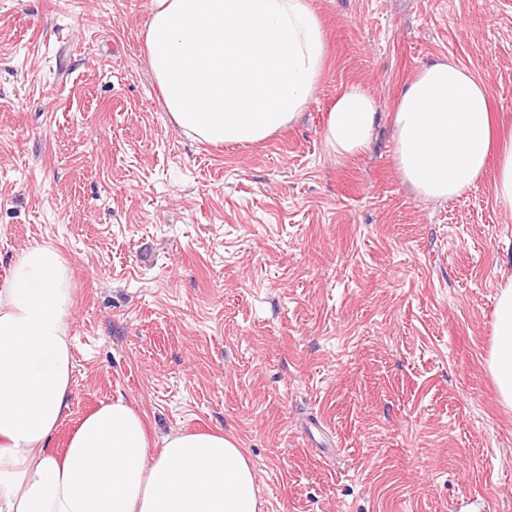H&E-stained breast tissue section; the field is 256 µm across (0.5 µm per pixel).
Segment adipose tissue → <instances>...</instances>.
<instances>
[{
  "instance_id": "1",
  "label": "adipose tissue",
  "mask_w": 512,
  "mask_h": 512,
  "mask_svg": "<svg viewBox=\"0 0 512 512\" xmlns=\"http://www.w3.org/2000/svg\"><path fill=\"white\" fill-rule=\"evenodd\" d=\"M151 69L179 128L213 144L266 139L293 123L324 67L322 25L307 0H155ZM378 103L352 84L323 139L345 159L365 150ZM398 171L447 200L497 160L495 202L512 215V141L495 133L483 78L449 60L424 64L393 119ZM70 274L57 247H28L0 284V512H264L254 467L234 439L180 431L151 448L140 414L115 398L84 417L63 455L48 444L70 408ZM487 365L512 408V280L502 285Z\"/></svg>"
}]
</instances>
